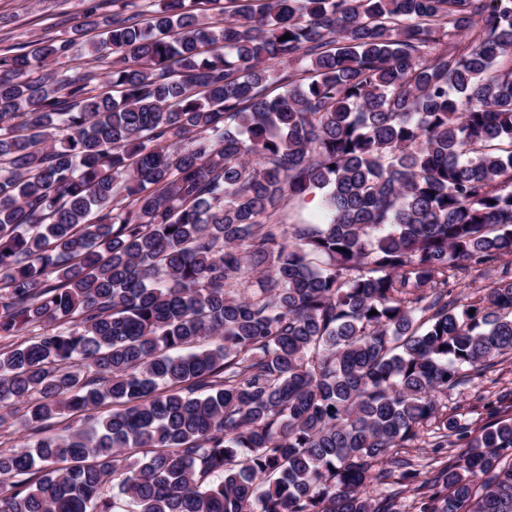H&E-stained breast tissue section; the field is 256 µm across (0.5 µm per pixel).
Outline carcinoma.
<instances>
[{"instance_id":"carcinoma-1","label":"carcinoma","mask_w":512,"mask_h":512,"mask_svg":"<svg viewBox=\"0 0 512 512\" xmlns=\"http://www.w3.org/2000/svg\"><path fill=\"white\" fill-rule=\"evenodd\" d=\"M240 2L0 53V512H512V419L441 405L512 355V279L455 291L512 257V0ZM309 203L286 202L279 211L281 224H298L304 220L319 216L321 213L319 204L313 208L309 206Z\"/></svg>"}]
</instances>
